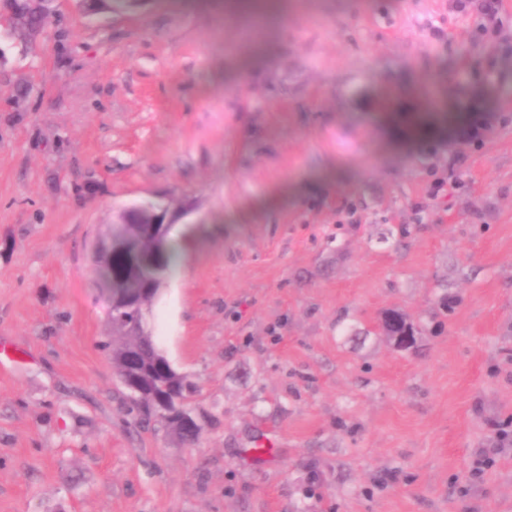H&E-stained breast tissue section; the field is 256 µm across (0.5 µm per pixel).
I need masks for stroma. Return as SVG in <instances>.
Segmentation results:
<instances>
[{
	"mask_svg": "<svg viewBox=\"0 0 512 512\" xmlns=\"http://www.w3.org/2000/svg\"><path fill=\"white\" fill-rule=\"evenodd\" d=\"M52 0L0 42V512H512V0ZM384 112L435 133L389 146ZM206 224L153 334L177 445L100 344L118 207ZM412 349L381 331L387 312ZM278 457H256V441ZM282 2L278 0H233L231 5L246 12H262L269 19H273L280 11ZM163 396V408L167 415L178 419L183 427H191L197 429L202 427L192 407L183 408L180 399L176 398L173 391L165 389Z\"/></svg>",
	"mask_w": 512,
	"mask_h": 512,
	"instance_id": "1",
	"label": "stroma"
}]
</instances>
